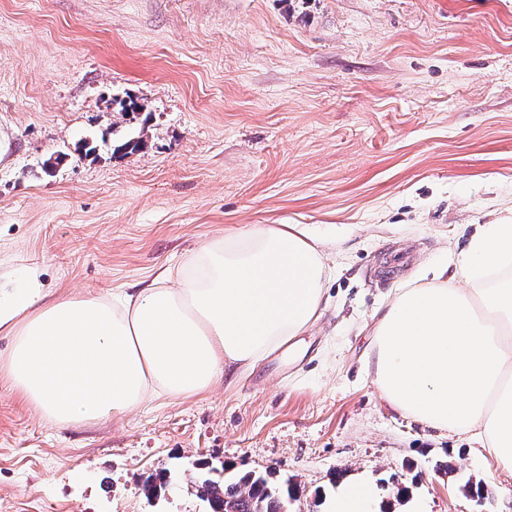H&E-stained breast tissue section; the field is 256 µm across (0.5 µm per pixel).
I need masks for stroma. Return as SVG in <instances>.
Returning a JSON list of instances; mask_svg holds the SVG:
<instances>
[{
  "label": "stroma",
  "instance_id": "35a3bbf8",
  "mask_svg": "<svg viewBox=\"0 0 512 512\" xmlns=\"http://www.w3.org/2000/svg\"><path fill=\"white\" fill-rule=\"evenodd\" d=\"M510 215L512 0H0V278L139 288L253 224L312 228L336 266L310 330L200 397L63 428L0 375V512H206L203 463L273 469L288 512L355 485L372 512H512V477L368 364L376 310Z\"/></svg>",
  "mask_w": 512,
  "mask_h": 512
}]
</instances>
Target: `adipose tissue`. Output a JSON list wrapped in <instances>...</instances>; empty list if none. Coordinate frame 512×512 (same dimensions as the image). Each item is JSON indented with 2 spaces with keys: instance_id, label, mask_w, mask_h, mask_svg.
I'll return each instance as SVG.
<instances>
[{
  "instance_id": "obj_1",
  "label": "adipose tissue",
  "mask_w": 512,
  "mask_h": 512,
  "mask_svg": "<svg viewBox=\"0 0 512 512\" xmlns=\"http://www.w3.org/2000/svg\"><path fill=\"white\" fill-rule=\"evenodd\" d=\"M334 269L297 224H256L201 242L175 271L114 296H59L38 268L0 287V374L47 422L110 418L210 390L321 317ZM374 381L396 410L478 441L512 474V218L470 237L451 267L380 311Z\"/></svg>"
}]
</instances>
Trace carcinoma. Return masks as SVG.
<instances>
[{"label": "carcinoma", "mask_w": 512, "mask_h": 512, "mask_svg": "<svg viewBox=\"0 0 512 512\" xmlns=\"http://www.w3.org/2000/svg\"><path fill=\"white\" fill-rule=\"evenodd\" d=\"M144 145L140 137L112 143V153L128 155ZM273 472L267 470L232 473L229 468H211L199 478V486L207 492V512H221L224 502L234 504L235 512H282L283 506L296 493V487L286 480L274 483Z\"/></svg>", "instance_id": "carcinoma-1"}]
</instances>
